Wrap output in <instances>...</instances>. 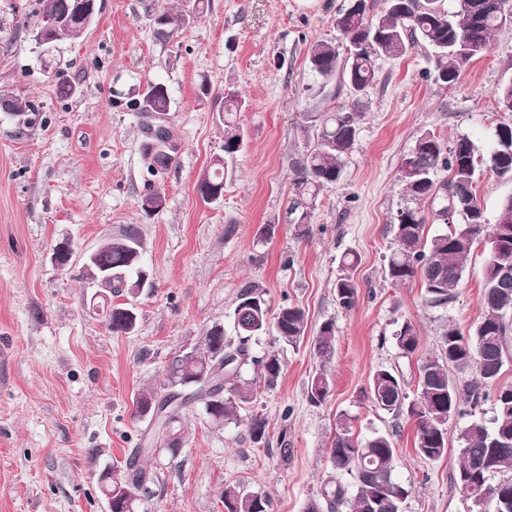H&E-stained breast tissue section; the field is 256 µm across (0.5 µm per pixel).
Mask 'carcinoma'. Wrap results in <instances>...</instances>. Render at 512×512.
Segmentation results:
<instances>
[{
    "label": "carcinoma",
    "instance_id": "obj_1",
    "mask_svg": "<svg viewBox=\"0 0 512 512\" xmlns=\"http://www.w3.org/2000/svg\"><path fill=\"white\" fill-rule=\"evenodd\" d=\"M90 0H41L40 23L56 22L57 38L77 39L80 34L67 24L76 5ZM380 16L370 15L367 0L357 4L349 0L336 20V26L348 42L345 52L335 43L321 40L309 48L310 70L322 83L338 78L356 94L372 86L378 61L400 57L420 44L431 51L433 66L427 77L446 86L458 84L461 72L487 51L493 32L512 23V0H481L482 8L473 12L471 0H385ZM188 22L183 14L165 10L155 18L156 34L169 38L176 28ZM502 112H512V79L495 90ZM170 96L162 84H151L128 105L145 115L170 112ZM223 153L214 156L200 173L197 185L203 203L214 189L224 190L236 173L235 162L243 149L244 135L234 120L242 107L238 96L223 97ZM361 108L340 107L320 112L298 129L306 150L296 160L292 182L293 198L289 214L292 223H310L311 211L321 191L340 180L345 160L360 134ZM153 174L166 170L175 160L177 145L165 152L151 153L141 144ZM491 170L500 177L512 178V124H501L493 133ZM478 156L473 142L457 138L452 145L432 131L422 133L400 167L402 189L415 201L428 200L436 205L435 216L448 221V212L462 215L464 223L431 237L424 236L426 216L418 209L401 210L392 225L395 247L387 256L386 274L393 285L420 283L426 303L438 306L450 301L462 284L466 262L475 246L487 251L483 267L482 316L463 335L451 324L443 326L438 351L420 359L414 393L406 389L400 372L375 370L367 383L366 396L377 410L411 422L415 427V450L424 459L438 460L448 453V427L468 414L472 407L492 399L491 425L473 421L457 437L456 482L467 496L480 497L493 506V512H512V385L499 383L502 371L512 359V197L505 199L499 215L510 222L488 224L478 203L475 174ZM449 172L440 183L438 171ZM97 264L114 273L108 288L117 296L131 295L140 278L147 274L142 265L138 229L127 227L121 237L111 240L96 258ZM357 256L343 257L341 275L336 279V300L343 309H352L358 299V286L351 274ZM270 308L261 286L242 287L232 313L234 335L220 326L207 330L195 351L218 353L207 364L188 355L175 354L165 369L163 383L141 391L135 413L144 417V399L159 402L163 416L149 421V430L139 439L125 479L112 484V512H145L150 498L149 485L154 477L140 459L161 448L177 456L181 440L175 436L186 425V411L194 403L203 405L208 418L218 426L238 419L240 408L254 398L256 383L268 389L277 386L284 372L280 351L275 345L297 346L306 336L308 316L300 307L286 306L269 317ZM114 335L129 334L137 326L136 307L129 303L112 306L106 322ZM273 335V345L259 350L261 337ZM402 356L413 355L419 346L418 328L405 321L393 333ZM313 349L319 368L308 382L310 402L321 404L331 392L329 367L336 352L334 324L320 325ZM468 372L472 378L462 385L454 383L451 372ZM395 434L376 433L364 441L355 437L350 416H336L329 442V462L339 476L348 475L347 487L335 480L321 490V500L312 501L307 512H404V503L412 486L395 475ZM504 475L492 484L491 476ZM225 512H272V500L266 494L247 493L238 484L224 486Z\"/></svg>",
    "mask_w": 512,
    "mask_h": 512
}]
</instances>
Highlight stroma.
<instances>
[{"instance_id": "stroma-1", "label": "stroma", "mask_w": 512, "mask_h": 512, "mask_svg": "<svg viewBox=\"0 0 512 512\" xmlns=\"http://www.w3.org/2000/svg\"><path fill=\"white\" fill-rule=\"evenodd\" d=\"M98 2L83 36L59 41L46 60L31 37L39 0H0V91L37 115L26 126L0 111V512H109L97 478L124 468L147 427L135 414L137 394L159 387L175 353L213 325L229 324L248 283L265 289L271 308L305 309L309 335L283 348L281 381L257 387L239 423L216 426L198 404L188 411L179 455L160 453L148 463L149 512H224L229 483L268 494L273 512H306L332 474L325 445L340 413L351 416L358 438L396 432L395 472L413 487L405 512H468L454 480L456 435L441 459L421 458L413 424L376 410L364 388L381 367L401 369L416 384L417 359L436 351L442 325L465 332L482 314V247L444 306L427 304L419 286L391 284L384 257L404 207L426 214L427 235L444 228L429 202H410L400 187L401 159L424 131L474 142L487 223L512 196V180L487 163L496 126L512 123L494 94L512 78V23L494 31L486 54L453 87L426 78L423 47L381 58L343 175L321 192L301 235L286 218L292 162L305 147L297 129L311 114L352 101L343 81L317 82L308 49L320 39L341 42L336 19L347 0H205L203 12L167 39L156 35L153 16L179 12L187 0ZM58 69L77 87L70 98L55 92ZM156 82L170 95L178 149L154 175L141 151L145 119L124 103ZM228 90L244 101L236 114L244 146L222 202L207 205L196 184L222 150L216 116ZM152 185L165 204L148 216L139 201ZM270 222L272 239L256 244ZM131 224L140 230L151 286L138 300L135 331L115 335L89 310L82 256ZM64 239L75 257L58 269L50 252ZM348 252L358 258L359 300L345 310L335 281ZM327 320L336 331L334 386L316 406L307 393L318 365L311 336ZM406 321L420 330L409 359L392 337ZM255 415L267 423L260 444L248 433Z\"/></svg>"}]
</instances>
